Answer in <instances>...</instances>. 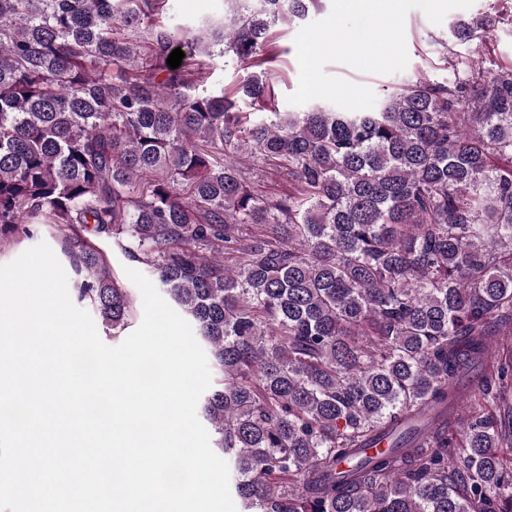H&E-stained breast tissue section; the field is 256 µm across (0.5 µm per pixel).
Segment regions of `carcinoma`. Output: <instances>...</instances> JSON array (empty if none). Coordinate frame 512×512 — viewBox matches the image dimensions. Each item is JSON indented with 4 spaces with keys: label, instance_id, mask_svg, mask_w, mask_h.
Returning a JSON list of instances; mask_svg holds the SVG:
<instances>
[{
    "label": "carcinoma",
    "instance_id": "carcinoma-1",
    "mask_svg": "<svg viewBox=\"0 0 512 512\" xmlns=\"http://www.w3.org/2000/svg\"><path fill=\"white\" fill-rule=\"evenodd\" d=\"M168 27L162 0H0V241L48 224L77 302L117 333L134 301L85 233L112 236L211 349L201 403L241 512H512V66L486 14L451 26L446 82L378 112L259 120L199 89L260 67L281 17L321 0H230ZM236 94L262 103L257 75ZM288 190L258 195L245 160ZM378 437L390 452L338 466ZM491 35L494 51L485 67L496 68L497 65L512 63V22L498 24Z\"/></svg>",
    "mask_w": 512,
    "mask_h": 512
}]
</instances>
